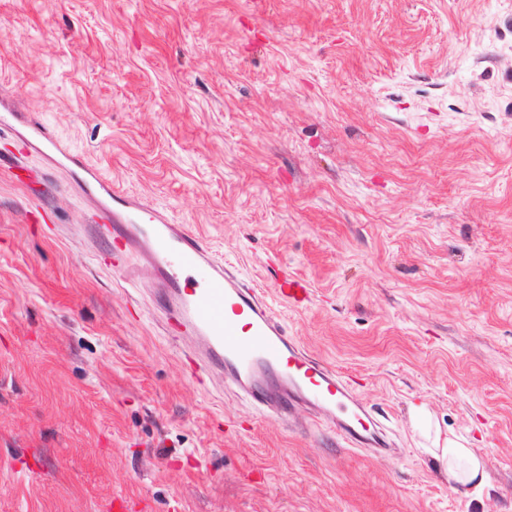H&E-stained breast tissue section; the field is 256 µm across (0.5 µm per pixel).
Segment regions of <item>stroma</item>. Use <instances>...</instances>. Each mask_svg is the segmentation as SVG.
Returning <instances> with one entry per match:
<instances>
[{
	"label": "stroma",
	"instance_id": "35a3bbf8",
	"mask_svg": "<svg viewBox=\"0 0 512 512\" xmlns=\"http://www.w3.org/2000/svg\"><path fill=\"white\" fill-rule=\"evenodd\" d=\"M4 112L0 512H512V0H0ZM30 121L258 284L392 450L198 384L157 271L107 266ZM274 288L280 299L286 302H300L309 297L307 282L288 270L287 266L273 267ZM414 415L418 426L432 438V448H426L433 460L438 474L448 481L452 489L474 487L482 490L487 485L486 463L478 455L467 440L458 437H445L441 440L438 425L431 421L430 414L424 405L414 407Z\"/></svg>",
	"mask_w": 512,
	"mask_h": 512
}]
</instances>
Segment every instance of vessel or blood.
<instances>
[{
    "mask_svg": "<svg viewBox=\"0 0 512 512\" xmlns=\"http://www.w3.org/2000/svg\"><path fill=\"white\" fill-rule=\"evenodd\" d=\"M72 165L84 185L106 198L103 221L90 225V236L123 243L116 263L132 249L155 265L163 274L169 320L202 337L198 353L189 358L198 382L222 375L225 386L241 390L258 409L292 419L296 406L304 405L350 447L390 450L381 425L353 400L342 374L289 336L255 284L215 258L184 225L168 223L145 203L122 196L99 169L78 159ZM189 271L203 273L202 287L183 285ZM273 284L283 301L309 296L307 282L285 266L275 267Z\"/></svg>",
    "mask_w": 512,
    "mask_h": 512,
    "instance_id": "obj_1",
    "label": "vessel or blood"
}]
</instances>
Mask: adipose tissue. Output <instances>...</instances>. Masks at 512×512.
I'll return each mask as SVG.
<instances>
[{"label":"adipose tissue","mask_w":512,"mask_h":512,"mask_svg":"<svg viewBox=\"0 0 512 512\" xmlns=\"http://www.w3.org/2000/svg\"><path fill=\"white\" fill-rule=\"evenodd\" d=\"M417 423L424 433L432 437L429 450L438 474L443 477L450 488L483 489L487 485L486 463L466 440L457 437L442 436L439 426L431 421L425 406L414 409Z\"/></svg>","instance_id":"ef3b65f1"}]
</instances>
